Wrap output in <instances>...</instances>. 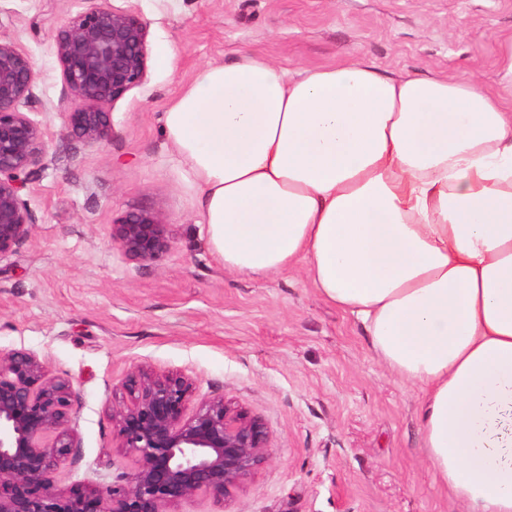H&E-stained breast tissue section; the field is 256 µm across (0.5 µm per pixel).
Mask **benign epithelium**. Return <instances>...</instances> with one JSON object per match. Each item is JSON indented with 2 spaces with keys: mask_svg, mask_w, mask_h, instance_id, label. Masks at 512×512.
<instances>
[{
  "mask_svg": "<svg viewBox=\"0 0 512 512\" xmlns=\"http://www.w3.org/2000/svg\"><path fill=\"white\" fill-rule=\"evenodd\" d=\"M148 36L135 11L107 0L76 12L52 33L62 80L75 97L60 102L59 111L84 145L108 139L105 108L147 80ZM38 79L15 40L0 37V257L12 253L33 224L21 192L49 141L19 104L36 98ZM111 237L142 263L172 246L162 219L140 209L113 222ZM125 390L129 401L112 407V420L131 469L107 485L64 488L57 474L77 447L70 428L73 386L33 351L0 350V512H172L199 496L220 505L272 456L262 419L224 397L188 410L195 386L183 373L137 366Z\"/></svg>",
  "mask_w": 512,
  "mask_h": 512,
  "instance_id": "obj_1",
  "label": "benign epithelium"
}]
</instances>
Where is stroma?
<instances>
[{
	"mask_svg": "<svg viewBox=\"0 0 512 512\" xmlns=\"http://www.w3.org/2000/svg\"><path fill=\"white\" fill-rule=\"evenodd\" d=\"M135 7L149 47L173 70L107 109L102 145L71 137L56 104L68 90L50 34L81 0H0V33L39 74L21 111L50 149L27 176L29 236L0 259V349L37 353L72 381L78 446L61 486L115 481L131 466L112 408L133 367L183 372L196 399L222 395L263 420L271 459L223 506L199 497L177 512H464L420 450L417 387L373 354L362 326L327 304L304 265L266 277L225 271L194 190L163 130L171 101L209 63L244 49L286 68L356 54L388 74L472 76L512 107L501 47L512 0H110ZM159 215L172 240L151 263L112 243L127 210Z\"/></svg>",
	"mask_w": 512,
	"mask_h": 512,
	"instance_id": "35a3bbf8",
	"label": "stroma"
}]
</instances>
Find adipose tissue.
<instances>
[{"mask_svg":"<svg viewBox=\"0 0 512 512\" xmlns=\"http://www.w3.org/2000/svg\"><path fill=\"white\" fill-rule=\"evenodd\" d=\"M226 270L305 263L420 392L421 448L465 512H512V110L469 77L244 50L164 114Z\"/></svg>","mask_w":512,"mask_h":512,"instance_id":"obj_1","label":"adipose tissue"}]
</instances>
